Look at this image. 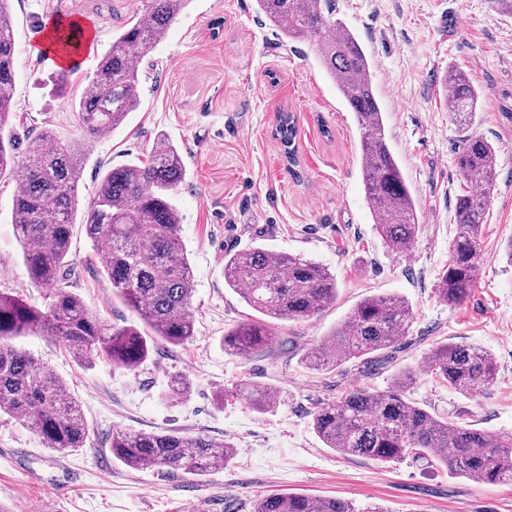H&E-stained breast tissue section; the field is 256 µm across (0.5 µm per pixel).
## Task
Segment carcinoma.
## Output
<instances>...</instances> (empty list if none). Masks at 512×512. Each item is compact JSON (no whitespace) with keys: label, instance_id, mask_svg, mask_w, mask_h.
<instances>
[{"label":"carcinoma","instance_id":"cac0c4a2","mask_svg":"<svg viewBox=\"0 0 512 512\" xmlns=\"http://www.w3.org/2000/svg\"><path fill=\"white\" fill-rule=\"evenodd\" d=\"M190 0H148L145 15L123 28L98 58L90 86L71 107L84 133L80 142L41 135L16 159L9 126L14 97L16 42L9 0H0V180L21 177L13 201L12 223L33 283L50 290L41 309L0 292V412L21 419L45 448L61 453L85 446L88 430L78 400L66 382L35 360L15 339L30 333L57 337L77 361L90 365L104 357L137 369L160 343L179 346L195 335L190 307L192 271L179 236L181 216L172 191L185 179L178 148L160 140L148 163L112 167L103 174L83 215L82 225L104 254V271L119 297L145 328L135 324L107 329L82 298L60 285L70 252L78 210L83 150L115 131L140 104L137 62L164 38L170 23ZM332 0H256L261 14L289 40L316 39L321 60L360 127V163L365 192L386 246L405 250L420 228L413 192L385 133L383 112L371 77L372 62L355 37L337 21ZM451 109L448 117L466 128L475 122L479 92L467 76L450 69L444 77ZM277 136L288 163L298 164L295 117H277ZM457 166L474 190L456 198V235L448 267L437 292L451 306L463 302L478 276L477 247L484 214L496 184L497 151L486 138L467 135ZM224 285L252 309L275 321L309 319L336 302V278L319 264L263 248L224 257ZM413 318L398 296L368 297L324 339L310 363L323 368L342 361H365L398 341ZM272 335L264 323L240 324L224 345L241 355L262 348ZM424 372L456 392L474 396L495 379L491 358L465 343H438L428 353ZM416 372L397 374L386 391L356 388L313 413V428L328 448L378 462L410 455L477 483H512V436L492 437L459 425L411 401L407 394ZM185 378L173 380L165 397L177 401L189 392ZM257 408L266 410L276 395L250 389ZM112 456L130 469L155 468L193 476L224 467L233 447L203 434L177 431L112 433ZM253 512H354L336 497L301 493L267 495Z\"/></svg>","mask_w":512,"mask_h":512}]
</instances>
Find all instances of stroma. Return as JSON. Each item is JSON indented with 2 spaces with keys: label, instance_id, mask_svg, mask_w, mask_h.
<instances>
[{
  "label": "stroma",
  "instance_id": "35a3bbf8",
  "mask_svg": "<svg viewBox=\"0 0 512 512\" xmlns=\"http://www.w3.org/2000/svg\"><path fill=\"white\" fill-rule=\"evenodd\" d=\"M145 0H11L17 47L10 124L16 154L42 132L81 140L70 103L87 90L97 58ZM76 14L96 31L86 62L52 95L57 66L36 36L49 15ZM336 16L372 60L388 143L418 206L421 229L408 250H389L364 192L360 133L318 58L313 41L276 34L255 0H190L165 39L140 65V105L85 158L80 207L106 169L147 158L158 137L180 150L186 179L172 200L193 272L195 336L160 346L130 371L98 359L85 366L52 336L18 344L63 379L89 428L84 448H43L18 419L0 414V512H252L257 497L303 492L344 498L356 512H512V485L475 483L422 461L384 465L324 445L312 426L323 403L353 388L384 390L404 369L419 371L439 342L488 352L496 378L464 396L424 375L410 391L421 407L495 436L512 435V0H336ZM465 72L481 93L470 130L448 118L444 77ZM295 115L299 165L290 169L273 136L276 116ZM498 150L497 181L486 208L479 273L468 298L443 302L436 285L455 236V198L468 184L456 165L465 133ZM20 184L0 182V290L39 307L11 222ZM259 245L318 262L336 277L335 304L306 321H278L249 355L225 351L224 334L259 315L224 285V255ZM67 288L108 326L138 322L116 295L102 255L75 227ZM406 299L413 320L392 362L370 372L347 362L311 369L306 358L362 299ZM189 380L188 396L168 401L169 377ZM246 385L276 392L257 410ZM176 430L231 443L234 459L204 476L136 471L113 458V432Z\"/></svg>",
  "mask_w": 512,
  "mask_h": 512
}]
</instances>
